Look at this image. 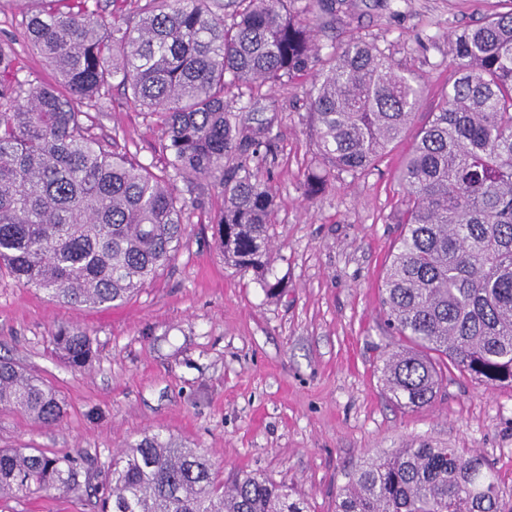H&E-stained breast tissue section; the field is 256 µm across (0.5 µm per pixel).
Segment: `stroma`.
<instances>
[{
    "instance_id": "35a3bbf8",
    "label": "stroma",
    "mask_w": 512,
    "mask_h": 512,
    "mask_svg": "<svg viewBox=\"0 0 512 512\" xmlns=\"http://www.w3.org/2000/svg\"><path fill=\"white\" fill-rule=\"evenodd\" d=\"M512 0H344L308 19L323 53L348 39L377 44L423 88L412 123L375 169L331 178L307 198L317 166L309 111L312 75L260 90L275 108L263 174L276 196L268 295L253 273L224 261L212 218L217 187L176 182L186 201L182 239L170 263L127 301L68 306L0 276V358L49 383L66 416L55 425L0 409V448L79 451L91 473L79 493L0 498V512H97V489L113 455L147 432L204 449L221 477L257 474L335 512L336 496L364 457L421 441L470 448L493 466L512 497V387L451 370L434 402L397 406L381 381L390 332L379 287L401 233L404 156L456 77L451 37ZM120 130L129 157L164 167L162 127L114 90L90 128ZM87 331L95 353L71 368L52 338Z\"/></svg>"
}]
</instances>
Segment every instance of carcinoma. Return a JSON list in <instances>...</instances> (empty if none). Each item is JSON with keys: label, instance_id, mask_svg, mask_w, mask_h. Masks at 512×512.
<instances>
[{"label": "carcinoma", "instance_id": "cac0c4a2", "mask_svg": "<svg viewBox=\"0 0 512 512\" xmlns=\"http://www.w3.org/2000/svg\"><path fill=\"white\" fill-rule=\"evenodd\" d=\"M15 38L0 40V273L54 301L125 300L171 260L185 203L173 185L221 189L224 260L269 292V216L261 129L244 133L226 109L229 87L253 99L264 85L314 75L310 110L328 175H361L401 138L421 84L376 45L349 40L323 61L308 8L294 0H41ZM457 75L403 160V230L381 288L397 341L382 381L405 408L430 405L450 368L512 386V11L454 34ZM53 73L20 76L22 55ZM163 124L168 165L156 173L93 138L113 85ZM73 367L91 336L52 337ZM0 407L51 425L65 408L43 380L0 359ZM80 454L0 448V496L89 484ZM100 512H309L307 500L264 477L221 481L206 452L145 433L112 457ZM336 512H512L485 458L459 448H394L366 457Z\"/></svg>", "mask_w": 512, "mask_h": 512}]
</instances>
